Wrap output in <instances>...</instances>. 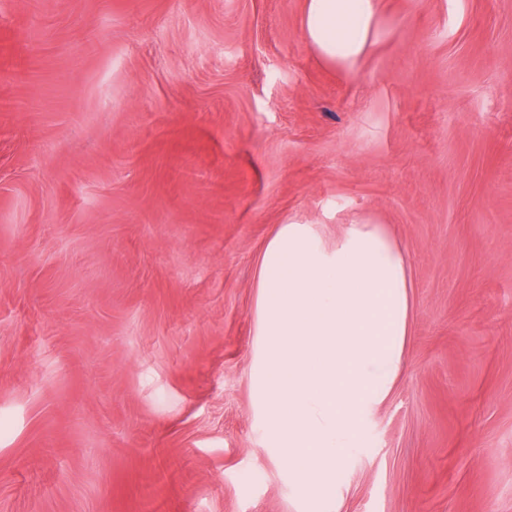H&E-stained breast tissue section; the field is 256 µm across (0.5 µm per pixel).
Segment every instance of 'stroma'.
<instances>
[{"mask_svg":"<svg viewBox=\"0 0 512 512\" xmlns=\"http://www.w3.org/2000/svg\"><path fill=\"white\" fill-rule=\"evenodd\" d=\"M0 0V512H301L263 448L255 261L384 225L405 367L336 512H512V0ZM376 0H306L304 27L323 59L351 69L366 53L373 32Z\"/></svg>","mask_w":512,"mask_h":512,"instance_id":"35a3bbf8","label":"stroma"}]
</instances>
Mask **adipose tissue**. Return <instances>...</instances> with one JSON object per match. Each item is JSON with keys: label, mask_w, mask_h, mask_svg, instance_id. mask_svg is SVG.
<instances>
[{"label": "adipose tissue", "mask_w": 512, "mask_h": 512, "mask_svg": "<svg viewBox=\"0 0 512 512\" xmlns=\"http://www.w3.org/2000/svg\"><path fill=\"white\" fill-rule=\"evenodd\" d=\"M376 0H305L323 59L366 53ZM252 392L264 446L284 464L304 512H335L352 448L403 369L413 313L405 254L384 225H279L256 266Z\"/></svg>", "instance_id": "obj_1"}]
</instances>
